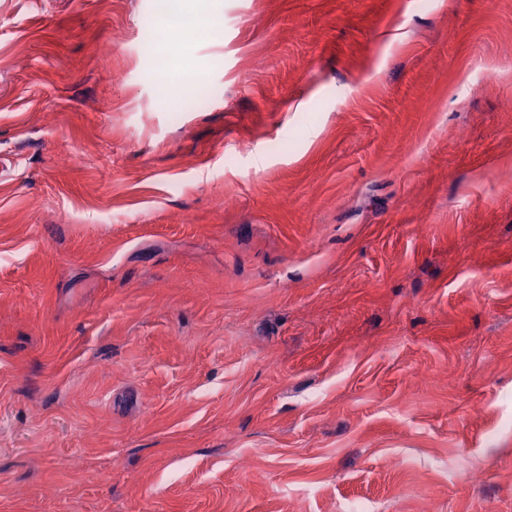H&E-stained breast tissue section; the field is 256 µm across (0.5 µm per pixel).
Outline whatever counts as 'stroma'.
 Instances as JSON below:
<instances>
[{
  "label": "stroma",
  "instance_id": "stroma-1",
  "mask_svg": "<svg viewBox=\"0 0 512 512\" xmlns=\"http://www.w3.org/2000/svg\"><path fill=\"white\" fill-rule=\"evenodd\" d=\"M353 500L512 512V0H0V512Z\"/></svg>",
  "mask_w": 512,
  "mask_h": 512
}]
</instances>
